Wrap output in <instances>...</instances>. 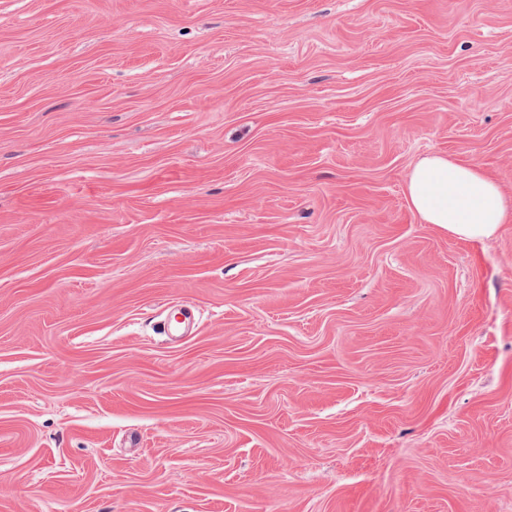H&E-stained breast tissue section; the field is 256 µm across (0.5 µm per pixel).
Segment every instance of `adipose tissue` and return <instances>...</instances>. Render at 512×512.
I'll list each match as a JSON object with an SVG mask.
<instances>
[{
	"label": "adipose tissue",
	"instance_id": "adipose-tissue-1",
	"mask_svg": "<svg viewBox=\"0 0 512 512\" xmlns=\"http://www.w3.org/2000/svg\"><path fill=\"white\" fill-rule=\"evenodd\" d=\"M405 195L421 223L463 240H482L512 222L500 186L475 165L445 155L418 160L406 176Z\"/></svg>",
	"mask_w": 512,
	"mask_h": 512
}]
</instances>
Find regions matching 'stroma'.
<instances>
[{
	"label": "stroma",
	"mask_w": 512,
	"mask_h": 512,
	"mask_svg": "<svg viewBox=\"0 0 512 512\" xmlns=\"http://www.w3.org/2000/svg\"><path fill=\"white\" fill-rule=\"evenodd\" d=\"M512 0H0V512H512ZM405 195L421 223L467 241L490 237L511 220L500 186L475 165L446 155L418 160L407 173Z\"/></svg>",
	"instance_id": "35a3bbf8"
}]
</instances>
